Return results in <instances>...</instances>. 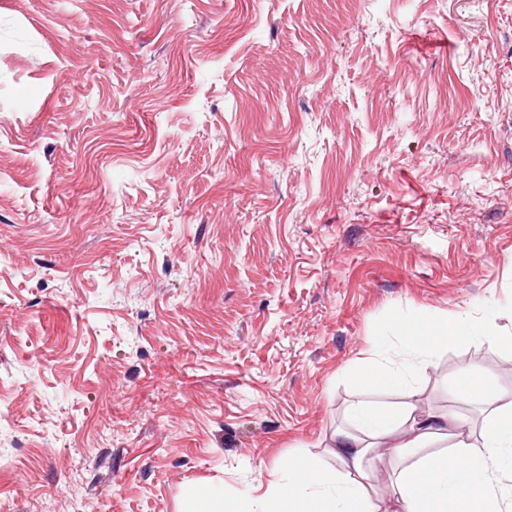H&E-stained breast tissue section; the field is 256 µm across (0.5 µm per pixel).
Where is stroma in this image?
Masks as SVG:
<instances>
[{"mask_svg": "<svg viewBox=\"0 0 512 512\" xmlns=\"http://www.w3.org/2000/svg\"><path fill=\"white\" fill-rule=\"evenodd\" d=\"M441 312L512 330V0H0V512L262 496Z\"/></svg>", "mask_w": 512, "mask_h": 512, "instance_id": "stroma-1", "label": "stroma"}]
</instances>
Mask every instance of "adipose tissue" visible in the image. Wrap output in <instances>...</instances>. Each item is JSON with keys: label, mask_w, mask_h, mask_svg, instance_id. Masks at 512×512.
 <instances>
[{"label": "adipose tissue", "mask_w": 512, "mask_h": 512, "mask_svg": "<svg viewBox=\"0 0 512 512\" xmlns=\"http://www.w3.org/2000/svg\"><path fill=\"white\" fill-rule=\"evenodd\" d=\"M487 342L512 348V333L493 318L441 313L403 323L379 338L350 370L362 389L393 402L359 401L328 445V461L298 457L282 481L259 498L225 503L209 498L206 512H512V402L477 365L455 380L458 400L478 403L479 424L463 415L422 412L418 378L444 348ZM386 449L394 466L382 490L371 464Z\"/></svg>", "instance_id": "ef3b65f1"}]
</instances>
